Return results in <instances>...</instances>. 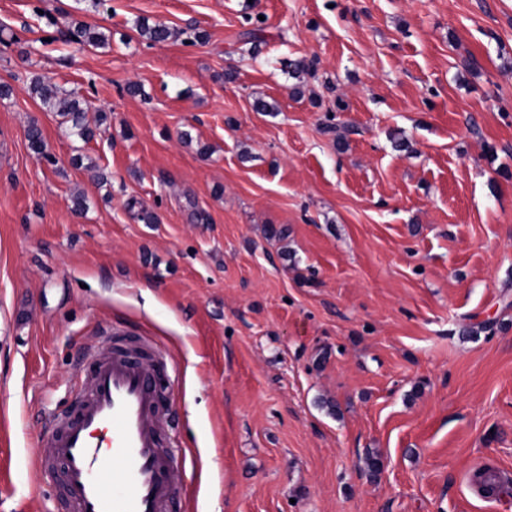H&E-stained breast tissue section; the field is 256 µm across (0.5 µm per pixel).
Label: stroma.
I'll list each match as a JSON object with an SVG mask.
<instances>
[{
  "label": "stroma",
  "instance_id": "35a3bbf8",
  "mask_svg": "<svg viewBox=\"0 0 512 512\" xmlns=\"http://www.w3.org/2000/svg\"><path fill=\"white\" fill-rule=\"evenodd\" d=\"M0 83V512H65L99 329L168 354L174 512H512V0H0ZM31 90L38 95L43 107L50 112H57L62 118L61 124H66L67 131L77 137L88 140L93 132L84 122L86 108L81 102L56 86L45 84L39 77L32 82Z\"/></svg>",
  "mask_w": 512,
  "mask_h": 512
}]
</instances>
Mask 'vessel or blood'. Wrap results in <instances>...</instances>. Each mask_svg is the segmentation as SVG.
Wrapping results in <instances>:
<instances>
[{"label":"vessel or blood","instance_id":"b4317fda","mask_svg":"<svg viewBox=\"0 0 512 512\" xmlns=\"http://www.w3.org/2000/svg\"><path fill=\"white\" fill-rule=\"evenodd\" d=\"M167 361L152 339L113 344L104 335L81 371L82 395L54 416L43 451L63 465L70 512H171L175 478Z\"/></svg>","mask_w":512,"mask_h":512}]
</instances>
